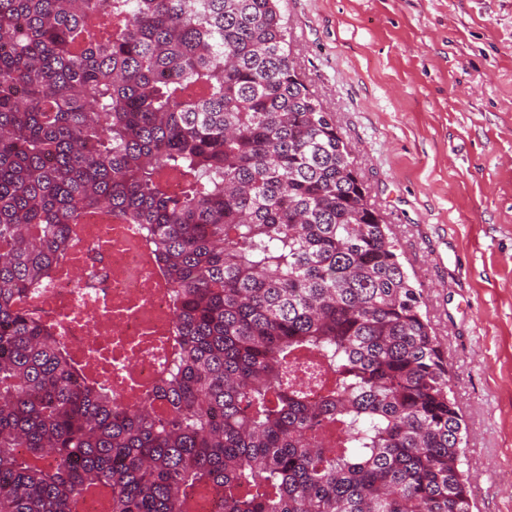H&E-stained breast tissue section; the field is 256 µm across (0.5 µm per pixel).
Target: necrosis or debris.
<instances>
[{
	"label": "necrosis or debris",
	"mask_w": 512,
	"mask_h": 512,
	"mask_svg": "<svg viewBox=\"0 0 512 512\" xmlns=\"http://www.w3.org/2000/svg\"><path fill=\"white\" fill-rule=\"evenodd\" d=\"M90 226L54 277L29 289L19 307L55 324L82 377L110 389L118 403L138 406L171 366V290L145 260L134 225L99 212Z\"/></svg>",
	"instance_id": "necrosis-or-debris-1"
}]
</instances>
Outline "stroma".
<instances>
[{
	"instance_id": "obj_1",
	"label": "stroma",
	"mask_w": 512,
	"mask_h": 512,
	"mask_svg": "<svg viewBox=\"0 0 512 512\" xmlns=\"http://www.w3.org/2000/svg\"><path fill=\"white\" fill-rule=\"evenodd\" d=\"M423 294L473 512H512V0H280Z\"/></svg>"
}]
</instances>
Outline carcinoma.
Segmentation results:
<instances>
[{
	"label": "carcinoma",
	"mask_w": 512,
	"mask_h": 512,
	"mask_svg": "<svg viewBox=\"0 0 512 512\" xmlns=\"http://www.w3.org/2000/svg\"><path fill=\"white\" fill-rule=\"evenodd\" d=\"M276 2L0 0V512H472L421 290ZM102 210L173 288L137 409L16 308Z\"/></svg>",
	"instance_id": "cac0c4a2"
}]
</instances>
